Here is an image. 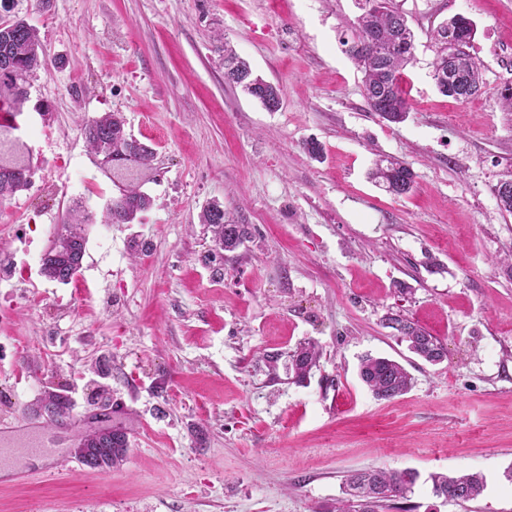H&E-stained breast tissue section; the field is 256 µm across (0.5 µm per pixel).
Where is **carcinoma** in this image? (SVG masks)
<instances>
[{
	"label": "carcinoma",
	"instance_id": "carcinoma-1",
	"mask_svg": "<svg viewBox=\"0 0 512 512\" xmlns=\"http://www.w3.org/2000/svg\"><path fill=\"white\" fill-rule=\"evenodd\" d=\"M363 13L358 17L355 35L347 49L355 65L363 73L365 96L372 111L382 119L399 123L409 112V102L403 87L405 67L414 60L415 38L405 15L391 0H364ZM473 23L457 15L439 24L435 41L440 44L433 63L436 85L441 94L463 102L479 94L485 87L479 66L464 50L473 37ZM224 53V80L257 99L267 110L275 111L281 104L278 88L252 71L245 60L227 45L219 47ZM48 65V58L35 27L21 17L0 21V201L31 185L29 169L18 160L19 143L11 138L18 129L16 118L27 98V86L37 70ZM91 151L99 157L101 168L116 167L128 172L150 165L154 151L125 129V119L118 113L106 112L85 122L82 128ZM373 176L386 191L402 196L415 185V173L402 162L376 166ZM151 197L129 184L119 189L106 205L107 223L132 224L137 215L149 208ZM68 215L48 250L41 259V273L49 280L71 283L82 267L85 237L81 226L94 223V217L82 202H73ZM200 223L210 229L214 242L215 271L223 273L224 260L252 238L248 224L225 219L224 205L212 202L200 215ZM386 326L408 343L409 350L432 363L445 357L443 344L418 324L397 314L385 318ZM322 351L318 344L308 341L288 354V370L301 382L319 366ZM359 375L363 383L380 400H393L406 394L413 377L398 361L388 357L367 355L361 360ZM40 409L51 420L70 415L68 397L50 394ZM127 432L112 428L108 435L94 431L82 439L79 456L90 468H111L120 464L128 452ZM419 473L412 469L369 468L345 476V497L336 501L333 512H379L395 508L413 491ZM433 493L449 502L477 499L486 488L479 473L430 476Z\"/></svg>",
	"mask_w": 512,
	"mask_h": 512
}]
</instances>
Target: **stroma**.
I'll list each match as a JSON object with an SVG mask.
<instances>
[{"label":"stroma","mask_w":512,"mask_h":512,"mask_svg":"<svg viewBox=\"0 0 512 512\" xmlns=\"http://www.w3.org/2000/svg\"><path fill=\"white\" fill-rule=\"evenodd\" d=\"M415 35L400 123L372 112L345 52L357 0H6L35 26L38 70L18 122L32 184L0 203V417L68 395L78 429L55 458L0 461V512H330L345 475L413 469L412 512H512V214L491 191L512 172V0H394ZM470 18L486 88L439 93L431 31ZM278 86L264 109L224 80L221 42ZM116 112L154 159L137 174L152 205L131 224H89L76 282L38 272L71 198L101 214L122 182L85 143ZM320 143L311 157L307 141ZM398 159L404 196L371 177ZM252 228L216 277L204 257L210 202ZM150 239L132 256L133 236ZM27 263L32 281L12 275ZM397 312L443 344L432 365L384 327ZM314 340L300 383L262 360ZM414 385L376 399L365 355ZM126 429L120 465L74 470L77 436ZM28 477L14 481V470ZM478 472L465 503L431 474Z\"/></svg>","instance_id":"35a3bbf8"}]
</instances>
